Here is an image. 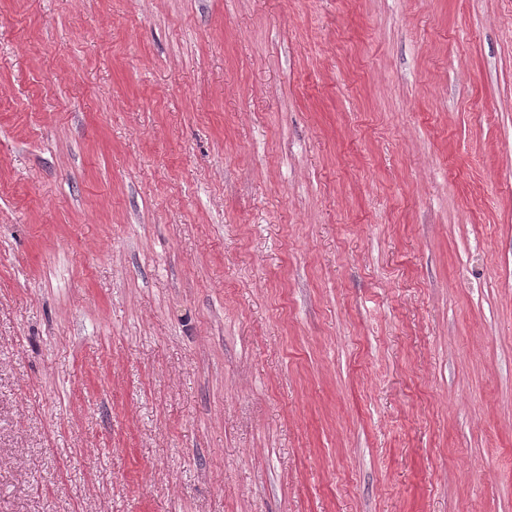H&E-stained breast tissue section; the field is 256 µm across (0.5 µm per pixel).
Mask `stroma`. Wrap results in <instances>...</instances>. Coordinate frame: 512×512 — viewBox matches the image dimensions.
I'll return each instance as SVG.
<instances>
[{"label": "stroma", "mask_w": 512, "mask_h": 512, "mask_svg": "<svg viewBox=\"0 0 512 512\" xmlns=\"http://www.w3.org/2000/svg\"><path fill=\"white\" fill-rule=\"evenodd\" d=\"M0 512H512V0H0Z\"/></svg>", "instance_id": "obj_1"}]
</instances>
